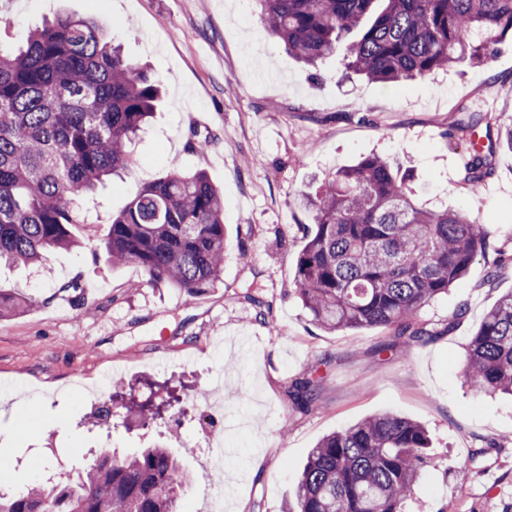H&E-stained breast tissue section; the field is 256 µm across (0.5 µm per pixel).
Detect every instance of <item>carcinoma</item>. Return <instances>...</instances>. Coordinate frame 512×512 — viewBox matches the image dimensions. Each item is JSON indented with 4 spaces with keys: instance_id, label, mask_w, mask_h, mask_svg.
Wrapping results in <instances>:
<instances>
[{
    "instance_id": "obj_1",
    "label": "carcinoma",
    "mask_w": 512,
    "mask_h": 512,
    "mask_svg": "<svg viewBox=\"0 0 512 512\" xmlns=\"http://www.w3.org/2000/svg\"><path fill=\"white\" fill-rule=\"evenodd\" d=\"M261 21L307 65L344 52L346 67L391 84L460 61L483 65L498 30H512V0H259ZM477 32L484 39L475 40ZM160 88L91 18L56 14L24 47L0 45V268L39 267L75 240L78 198L129 168L127 144L155 112ZM496 143L472 153L459 187L479 191ZM306 205L315 212L295 271L296 292L324 329L386 328L415 343L451 331L414 321L463 278L486 247L483 227L459 210L420 204L399 167L373 155L340 169ZM105 248L188 295L223 270L224 199L202 171L172 170L144 183L114 218ZM476 390L512 396V291L472 335L462 366ZM319 382L291 396L316 403ZM417 421L381 413L331 433L303 467L297 512H403L428 460ZM192 488L171 451H102L77 475L0 491V512H179Z\"/></svg>"
}]
</instances>
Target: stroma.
Listing matches in <instances>:
<instances>
[{
	"instance_id": "stroma-1",
	"label": "stroma",
	"mask_w": 512,
	"mask_h": 512,
	"mask_svg": "<svg viewBox=\"0 0 512 512\" xmlns=\"http://www.w3.org/2000/svg\"><path fill=\"white\" fill-rule=\"evenodd\" d=\"M0 9L10 20L0 28L6 48L57 13L96 19L162 89L128 147L130 170L81 198L84 221L69 227L76 247L50 253L43 275L0 273L1 290L30 301L0 317V453L18 461L1 483L47 479L49 448L75 471L91 451L163 441L196 480L181 512H212L215 474L194 433L204 395L226 416L224 467L235 480L223 512H292L318 442L387 411L431 438L405 512H512V399L475 392L462 375L467 342L512 291V262L499 256L512 231V152L497 149L480 192L456 189L469 136L454 130L466 112L494 131L512 124L511 30L484 65L382 85L347 76L340 54L302 66L266 32L256 0H0ZM193 132L210 137L206 151L188 149ZM371 155L411 168L420 201L469 212L490 241L447 296L418 312L442 331L427 343L384 328H319L295 292L314 224L304 196ZM173 168L205 171L224 195V268L193 297L136 264H113L104 248L113 216ZM67 281L77 287L64 303L54 293ZM460 308V323L444 332ZM310 375L318 400L301 410L291 387ZM117 379L138 400L148 384L174 387L188 406L182 424L166 410L148 427H125L119 399L111 431L90 426L93 394Z\"/></svg>"
}]
</instances>
